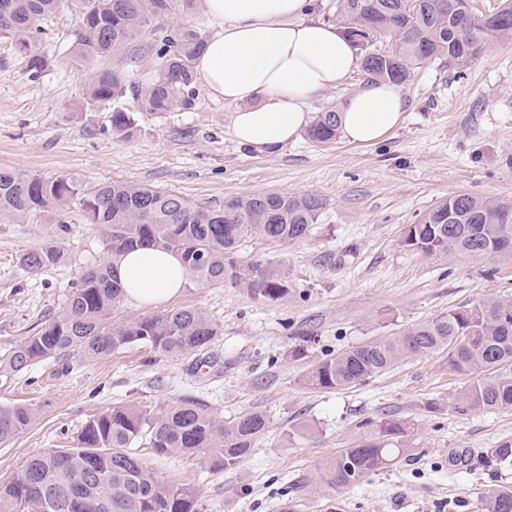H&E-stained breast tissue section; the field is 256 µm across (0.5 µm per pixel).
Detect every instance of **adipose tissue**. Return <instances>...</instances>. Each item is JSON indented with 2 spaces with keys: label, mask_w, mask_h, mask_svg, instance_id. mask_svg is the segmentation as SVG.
<instances>
[{
  "label": "adipose tissue",
  "mask_w": 512,
  "mask_h": 512,
  "mask_svg": "<svg viewBox=\"0 0 512 512\" xmlns=\"http://www.w3.org/2000/svg\"><path fill=\"white\" fill-rule=\"evenodd\" d=\"M214 27L193 67L209 97L236 105L235 137L265 152L294 141L308 123L306 107L340 86L360 64L350 39L314 17L312 0H203ZM405 102L398 85L371 82L340 105V135L371 145L397 128ZM117 273L128 297L154 304L188 283L180 261L157 248L122 256Z\"/></svg>",
  "instance_id": "obj_1"
}]
</instances>
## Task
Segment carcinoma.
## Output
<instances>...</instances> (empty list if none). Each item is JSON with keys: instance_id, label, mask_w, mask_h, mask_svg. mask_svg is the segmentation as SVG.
I'll list each match as a JSON object with an SVG mask.
<instances>
[{"instance_id": "obj_1", "label": "carcinoma", "mask_w": 512, "mask_h": 512, "mask_svg": "<svg viewBox=\"0 0 512 512\" xmlns=\"http://www.w3.org/2000/svg\"><path fill=\"white\" fill-rule=\"evenodd\" d=\"M197 0H0V30L16 39L27 54L34 78L47 66L38 51L45 21L65 8H77L70 60L82 70L139 40L149 29L159 33L148 46L157 65L153 76L137 81L119 69L99 68L88 75L85 100L94 107L127 96L149 112L164 114L194 107L193 60L205 38L181 23L159 25ZM499 24L474 13L469 0H419L415 15L404 0H338L336 20L361 50V66L371 79L408 81L424 62L445 57L463 68L489 46L512 36V0L495 12ZM135 124L134 112L115 108L112 131ZM339 113L316 115L308 138L328 146L339 138ZM78 206L89 224L102 226L107 260L82 272L65 306L34 335L0 362L3 372H19L41 361L107 356L132 344H146L183 355L204 348L219 326L200 308L182 307L138 318L115 317L124 301L117 261L136 247L156 246L175 254L196 286L229 285L254 298L276 302L291 291L288 273L241 256L248 238L276 241L307 236L324 203L314 194L261 192L226 197L218 206L179 193L114 181L88 186L79 178L0 169V217L20 220L31 212L57 215ZM512 235V201L489 200L470 193L448 197L407 226L404 246L426 254L461 251L483 255L503 233ZM54 246L34 248L22 257L36 272L58 263ZM445 351L448 366L461 372H494L512 363V302L486 298L470 307L450 309L392 336H379L320 361L305 383L335 390L364 381L411 355ZM457 409L512 407V377L488 375L456 398ZM35 417L30 405L0 407V446L28 429ZM267 415L243 412L224 421L205 404L182 398L158 410L136 404L115 405L90 419L67 448L32 455L13 479L0 485L5 512H197L201 488L161 478L134 445L158 456L204 455L210 465L234 468L251 452L268 428ZM411 426L393 415L376 425L371 436L346 448L323 468L322 478L337 488L354 486L385 470L410 452L404 438ZM495 464L512 463V442L487 451ZM484 512H512V488L485 497Z\"/></svg>"}]
</instances>
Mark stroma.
I'll list each match as a JSON object with an SVG mask.
<instances>
[{"label": "stroma", "instance_id": "stroma-1", "mask_svg": "<svg viewBox=\"0 0 512 512\" xmlns=\"http://www.w3.org/2000/svg\"><path fill=\"white\" fill-rule=\"evenodd\" d=\"M77 20L72 9L52 17L42 44L48 65L36 78L0 36V167L93 185L124 180L203 203L279 191L316 194L325 206L304 239L251 238L241 247L247 259L287 268L285 299L221 285H189L158 304L125 299L119 314L128 318L201 308L221 330L204 350L173 356L133 345L0 375V407L36 411L0 446V485L109 407L193 397L226 421L251 409L270 420L233 469L151 457L164 479L201 487L199 512H481L489 491L512 487V468L485 463L488 449L512 440V408L456 410L474 375L450 369L445 353L407 357L340 390L304 383L319 361L374 337L483 298L512 299V254L427 255L402 244L407 226L450 195L512 200V40L463 69L444 59L416 69L401 86L402 124L373 145L340 138L326 147L303 134L258 153L234 137V106L210 99L201 83L190 110L154 114L125 99L136 124L113 132L111 105L86 108V76L67 62ZM66 219H0V360L60 313L81 271L106 257L99 226L76 208ZM47 243L63 250L60 263L36 273L21 265L23 253ZM300 347L304 357L293 358ZM387 413L413 421L409 455L351 488L321 480L322 465L363 443Z\"/></svg>", "mask_w": 512, "mask_h": 512}]
</instances>
